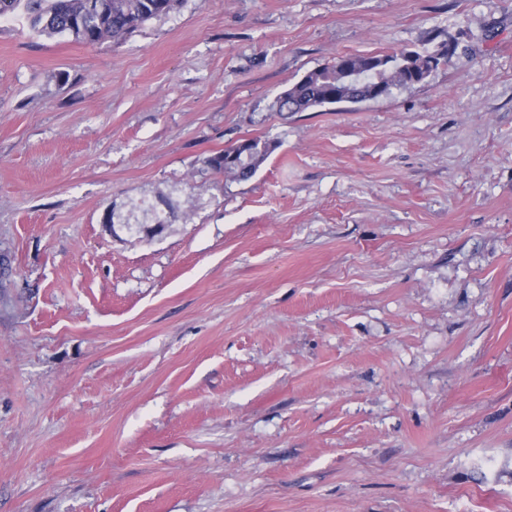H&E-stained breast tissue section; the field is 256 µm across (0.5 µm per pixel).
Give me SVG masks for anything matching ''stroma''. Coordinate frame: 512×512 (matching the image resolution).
I'll list each match as a JSON object with an SVG mask.
<instances>
[{
	"instance_id": "35a3bbf8",
	"label": "stroma",
	"mask_w": 512,
	"mask_h": 512,
	"mask_svg": "<svg viewBox=\"0 0 512 512\" xmlns=\"http://www.w3.org/2000/svg\"><path fill=\"white\" fill-rule=\"evenodd\" d=\"M252 138L251 180L207 165ZM0 512H512V0H181L94 47L0 20ZM411 52H394L379 55H342L330 65L305 74L300 80L282 91L276 98V112H305L330 105L356 103L336 97L337 67L347 58L353 67H365L369 71V84L381 82L388 86L389 92L395 87L410 86L405 82V70L401 67L407 62Z\"/></svg>"
}]
</instances>
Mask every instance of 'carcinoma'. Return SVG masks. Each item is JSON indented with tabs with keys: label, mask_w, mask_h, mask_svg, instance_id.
Instances as JSON below:
<instances>
[{
	"label": "carcinoma",
	"mask_w": 512,
	"mask_h": 512,
	"mask_svg": "<svg viewBox=\"0 0 512 512\" xmlns=\"http://www.w3.org/2000/svg\"><path fill=\"white\" fill-rule=\"evenodd\" d=\"M181 0H0V18L21 11L36 32L65 35L76 42L94 46L107 39L119 41L146 21L173 11ZM353 67L369 70V83L381 82L389 88L405 87L407 52L379 55H349ZM341 56L331 64L310 71L282 91L275 111L305 112L344 103L336 96L337 67ZM277 148L259 139L243 140L207 160L210 167L238 181L251 179Z\"/></svg>",
	"instance_id": "carcinoma-1"
}]
</instances>
